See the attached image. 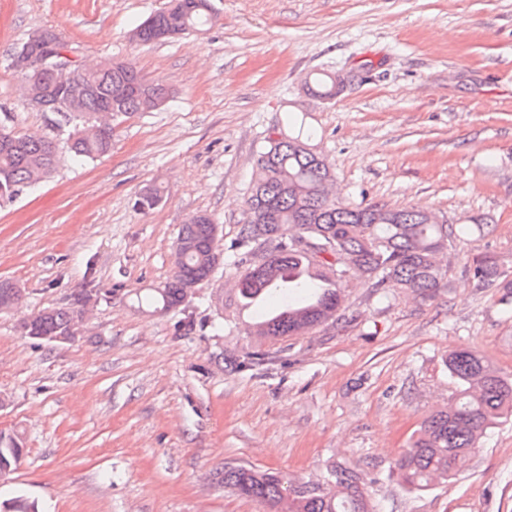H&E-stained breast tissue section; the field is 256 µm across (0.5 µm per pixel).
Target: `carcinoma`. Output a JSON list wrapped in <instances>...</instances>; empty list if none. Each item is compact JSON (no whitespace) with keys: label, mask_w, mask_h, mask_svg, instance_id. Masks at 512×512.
<instances>
[{"label":"carcinoma","mask_w":512,"mask_h":512,"mask_svg":"<svg viewBox=\"0 0 512 512\" xmlns=\"http://www.w3.org/2000/svg\"><path fill=\"white\" fill-rule=\"evenodd\" d=\"M212 0H169L167 6L138 24L133 38L143 44L179 38L196 32L209 20ZM89 91L73 96L62 123L70 128L68 150L76 162L93 160L112 150L113 127L104 126L99 112L112 108L114 120L169 106L174 92L156 84L147 97L148 82L131 65L111 58L109 64L78 74ZM308 91L324 99L336 97L328 72L315 74ZM288 132L267 138L257 159V178L249 187L246 221L240 236L227 249L239 277L235 302L275 303V311L259 313L261 335L278 341L300 336L328 321H338L351 276L365 280L371 293L387 299L407 291L426 301L445 285L447 270L438 257L448 244L472 234L468 224H428L421 210L384 205L349 206L327 198L323 182L330 174L311 141L314 130L289 117ZM59 145L47 134H17L0 126V202H10L35 188L55 172ZM163 193L158 186L144 189L135 206L154 209ZM306 240L326 247L316 254L298 245ZM220 229L206 212L192 216L174 245V270L164 285L145 296V303L167 311L183 306L189 284L209 281L222 259ZM466 272L480 289L502 291L500 304L512 305V272L497 262L477 258ZM92 294L82 292L65 307L45 308L24 316L20 331L52 343L69 342L85 333L86 307ZM11 281H0V311L23 307ZM270 362L259 350L232 361L234 369L258 370ZM448 378L455 386L448 407L427 415L395 463L397 480L420 492L433 479L450 482L467 465L480 440L494 426L512 417V377L496 370L474 350L446 357ZM24 457L19 435L0 442V477L17 470ZM224 486L237 495L265 504L269 512H377L365 475L343 464L326 468L315 480H292L272 470L237 463L224 464Z\"/></svg>","instance_id":"cac0c4a2"}]
</instances>
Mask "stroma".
Returning <instances> with one entry per match:
<instances>
[{"instance_id": "35a3bbf8", "label": "stroma", "mask_w": 512, "mask_h": 512, "mask_svg": "<svg viewBox=\"0 0 512 512\" xmlns=\"http://www.w3.org/2000/svg\"><path fill=\"white\" fill-rule=\"evenodd\" d=\"M168 0H0V123L52 131L24 105L9 66L51 27L82 60L118 57L174 89L171 106L115 127L110 154H62L52 177L0 204V280L25 303L0 312V431L22 435L23 465L0 477V512H268L224 486L232 461L299 479L339 462L370 478L381 512H512V420L483 438L452 483L402 489L394 464L453 386L444 360L476 350L512 376V315L466 263L512 270V0H214L200 35L143 45L136 24ZM357 69L336 99L311 74ZM305 116L339 202L432 211L491 231L451 243L447 285L423 301L381 300L360 281L344 317L268 341L236 309L237 271L220 263L187 306L202 325L139 308L172 274L173 246L204 211L236 241L256 160L288 113ZM165 200L140 211L137 193ZM84 288L87 334L72 344L21 335V317ZM224 323L223 331L211 320ZM261 349L273 364L228 361Z\"/></svg>"}]
</instances>
